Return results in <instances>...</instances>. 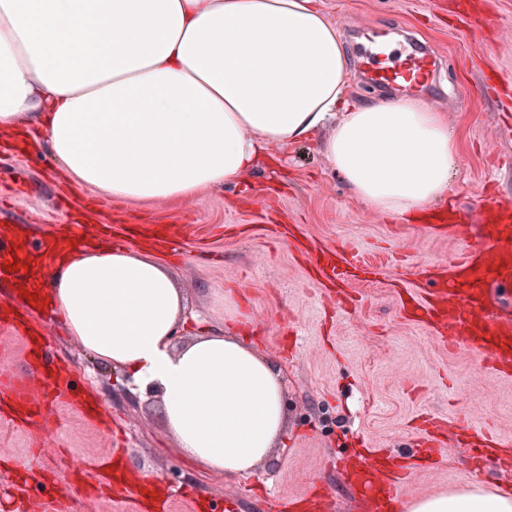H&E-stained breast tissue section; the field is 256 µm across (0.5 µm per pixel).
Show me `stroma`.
<instances>
[{"instance_id": "stroma-1", "label": "stroma", "mask_w": 512, "mask_h": 512, "mask_svg": "<svg viewBox=\"0 0 512 512\" xmlns=\"http://www.w3.org/2000/svg\"><path fill=\"white\" fill-rule=\"evenodd\" d=\"M494 25L483 40L452 28L448 0H317L339 31L352 72L349 97L361 104L384 93L364 81L357 61L363 34L383 33L393 46L419 39L445 55L436 81L414 94L448 115L459 160L448 193L435 209L456 203L478 208L512 191V180L492 188L489 177L512 156L500 137L498 95L481 92L475 64L484 56L512 78V0H491ZM18 150H0V167L24 183L0 182V209L51 232L83 220L138 233L184 227L185 253L162 256L187 299V312L246 343L278 366L284 388L285 430L275 457L255 473L210 471L183 456L168 437L155 395L121 370L96 360L70 336L54 311L34 314L52 345L54 361L69 366L74 385L88 390L102 414L119 424L111 432L61 407L48 430L0 422V504L18 512H47L50 496L69 512H152L145 503H113L107 491L88 497L84 470L123 443L129 474L163 480L165 493H183L190 506L172 512H271L272 500L300 504L328 487L334 512H357L355 491L341 470L361 439L393 453L426 437L423 417L433 413L464 426L472 436L494 427L512 444V381L483 372L479 356L442 347L400 306L415 273L459 253L463 244L447 229L425 222L401 224L358 200L315 143L288 149L275 165L241 180L200 191L192 200L141 203L112 200L92 187L69 183L47 152L36 117L24 121ZM354 248L371 268L349 282L347 303H337L314 273L307 250ZM467 450L452 448L435 467L418 474L414 497L470 484Z\"/></svg>"}]
</instances>
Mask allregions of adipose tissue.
Returning <instances> with one entry per match:
<instances>
[{
  "label": "adipose tissue",
  "mask_w": 512,
  "mask_h": 512,
  "mask_svg": "<svg viewBox=\"0 0 512 512\" xmlns=\"http://www.w3.org/2000/svg\"><path fill=\"white\" fill-rule=\"evenodd\" d=\"M348 84L313 0H0V145L36 116L70 181L115 200L186 201L315 140L358 199L419 221L448 193L447 116L415 97L355 107ZM35 287L86 351L155 391L183 455L245 475L273 454L279 368L220 331L176 344L186 298L151 248L64 251ZM407 509L512 512V494L474 483Z\"/></svg>",
  "instance_id": "obj_1"
}]
</instances>
